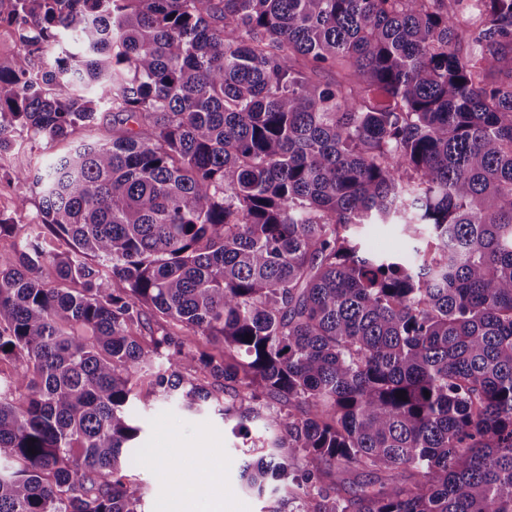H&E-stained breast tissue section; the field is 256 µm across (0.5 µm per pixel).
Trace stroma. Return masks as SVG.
Listing matches in <instances>:
<instances>
[{
    "instance_id": "stroma-1",
    "label": "stroma",
    "mask_w": 512,
    "mask_h": 512,
    "mask_svg": "<svg viewBox=\"0 0 512 512\" xmlns=\"http://www.w3.org/2000/svg\"><path fill=\"white\" fill-rule=\"evenodd\" d=\"M25 156L32 167H40L50 157L41 144L24 141L20 155L0 157V215L15 217L14 232L0 237V251H9L15 241L29 233L30 222L36 219L39 197L29 184L11 180L10 172L18 156ZM28 196L24 219H17V200ZM143 431L140 435L142 460L128 472L130 482L141 493V512H263L264 508L281 507L293 496L281 491L274 498H261L241 486V466L252 458L251 443L263 433L261 423L249 426L248 436L234 434V423L210 411L190 413L175 402L155 397L149 384H142L134 403ZM179 454L181 464L171 470L163 460L169 454ZM184 483L205 485L207 496L186 499L177 488Z\"/></svg>"
}]
</instances>
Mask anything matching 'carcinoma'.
Instances as JSON below:
<instances>
[{
	"label": "carcinoma",
	"instance_id": "obj_1",
	"mask_svg": "<svg viewBox=\"0 0 512 512\" xmlns=\"http://www.w3.org/2000/svg\"><path fill=\"white\" fill-rule=\"evenodd\" d=\"M8 2L0 156L61 151L0 252V512H139L146 376L262 422L294 512H512V0ZM359 230L364 244L374 252L396 254L406 248V240L394 226L389 224H366Z\"/></svg>",
	"mask_w": 512,
	"mask_h": 512
}]
</instances>
